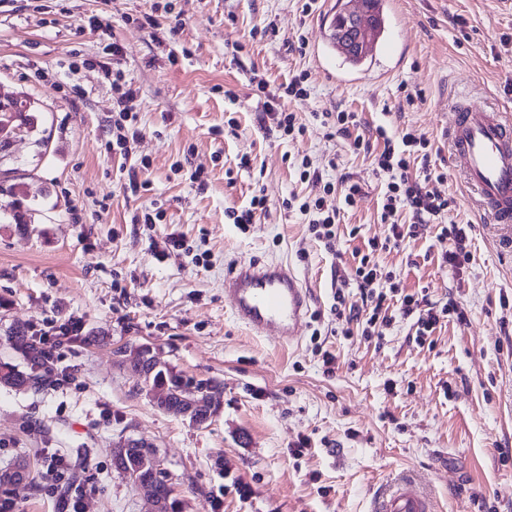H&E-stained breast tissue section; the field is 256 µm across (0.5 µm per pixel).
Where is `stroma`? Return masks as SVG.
Wrapping results in <instances>:
<instances>
[{"label": "stroma", "mask_w": 512, "mask_h": 512, "mask_svg": "<svg viewBox=\"0 0 512 512\" xmlns=\"http://www.w3.org/2000/svg\"><path fill=\"white\" fill-rule=\"evenodd\" d=\"M318 5L305 17L298 0H0V92L27 95L48 139L41 154L16 139L0 161V186H17L21 210L37 208L29 229L0 221V361L16 358L10 326L32 334L72 317L84 326L63 348L66 379L40 391L0 384V471L32 473L11 488L12 512H58L72 482L85 488V512H152L112 469L123 435L157 445L182 512H371L374 494L408 473L437 512H512V311L503 306L512 302V254L456 172L441 190L473 226L464 272L440 265L436 224L380 262L404 292L456 303L467 323H444L421 343L414 317L393 306L375 343L344 335L331 311L354 250L387 233L377 219L376 126L419 129L445 163L454 88L512 111V0H384L383 47L358 72L324 44L323 14L338 0ZM105 12L108 36L88 25ZM147 13L164 26L181 20L178 42L153 41L140 26ZM270 22L276 39L252 37ZM298 35L306 54L286 47ZM112 40L123 50L117 69L139 90V137L126 155L106 147L109 85L94 68L70 81L61 66L72 51L102 56ZM255 71L273 88L309 73L307 98L289 104L303 137L261 129ZM338 110L357 113L369 151H353L315 119ZM245 153L252 169L236 166ZM302 156L322 168L336 161L364 188L327 244L298 210L280 207L312 191L293 166ZM132 168L143 184L135 194L125 188ZM197 168L202 190L189 180ZM257 187L270 210L238 229L225 212ZM13 198L0 194V204ZM147 209L161 220L141 223ZM170 233L184 246L158 258L154 244ZM253 260L287 263L309 288L298 346L251 335L235 319L224 276ZM142 344L184 378L221 384L207 424L150 402L117 353ZM325 349L336 357L330 376ZM301 436L310 446L297 458L289 446ZM51 453L68 460V476L47 475Z\"/></svg>", "instance_id": "1"}]
</instances>
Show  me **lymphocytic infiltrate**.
Listing matches in <instances>:
<instances>
[{
    "label": "lymphocytic infiltrate",
    "mask_w": 512,
    "mask_h": 512,
    "mask_svg": "<svg viewBox=\"0 0 512 512\" xmlns=\"http://www.w3.org/2000/svg\"><path fill=\"white\" fill-rule=\"evenodd\" d=\"M122 53L118 43H108L104 54L96 65L104 80L108 81L114 91L112 110L117 118L112 125L113 150L127 151L129 137L127 127L135 126L137 114L132 104L138 91L132 83L125 81L122 73L115 70L114 63ZM307 73L292 76L287 84L270 88L265 80H257V96L260 104V123L263 128L281 132L282 136L294 140L305 133V126L296 112L287 109L286 100H301L307 97L305 84ZM377 137L383 147L374 156V172L384 182V193L379 214L381 223L387 224L388 233L384 238H372L367 242L365 253L360 255L354 269L353 278L360 292V302L349 301L344 289H336L331 307L337 319L361 328L368 339H380L390 325L385 303L388 297L400 300V311L405 316H416L417 336L425 338L432 335L445 320H455L463 325L467 315L455 303L437 306L430 302L427 291L412 294L401 293L397 285H390L388 290L378 289L376 283L382 279L378 257L381 252L400 247L408 238L417 236L420 229L434 221H442L443 226L438 236L441 245L439 258L442 264L452 270H461L470 260L468 251L471 225L453 220L452 214L457 209L453 197L444 196L436 186L444 182L448 172L432 161L433 146L430 139L421 132L410 128L387 131L377 127ZM418 162V174H411V162ZM301 182L311 184L315 193L301 204L292 200H283L285 209L299 208L308 215V230L321 242L331 239L336 234L342 212L356 205L363 189L349 174H342L330 179L324 177L320 168L314 167L309 159H302L297 167ZM412 215L411 223L399 220L401 212Z\"/></svg>",
    "instance_id": "lymphocytic-infiltrate-1"
}]
</instances>
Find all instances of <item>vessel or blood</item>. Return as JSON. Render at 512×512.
<instances>
[{
	"instance_id": "b4317fda",
	"label": "vessel or blood",
	"mask_w": 512,
	"mask_h": 512,
	"mask_svg": "<svg viewBox=\"0 0 512 512\" xmlns=\"http://www.w3.org/2000/svg\"><path fill=\"white\" fill-rule=\"evenodd\" d=\"M448 127L451 163L473 200L505 230L512 248V114L459 93ZM236 319L258 336L297 343L309 313L311 293L283 262L242 263L224 279ZM374 512H435L432 499L405 478L375 497Z\"/></svg>"
}]
</instances>
